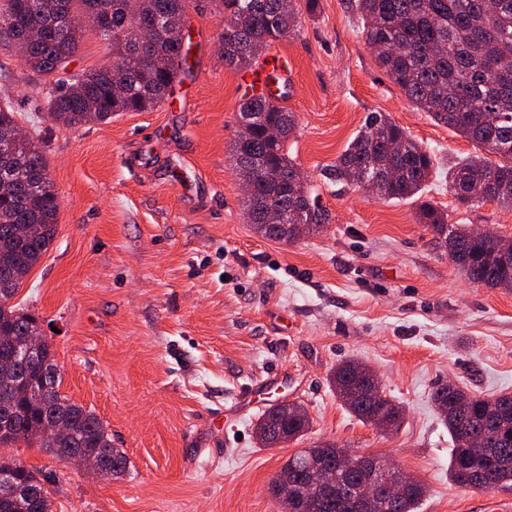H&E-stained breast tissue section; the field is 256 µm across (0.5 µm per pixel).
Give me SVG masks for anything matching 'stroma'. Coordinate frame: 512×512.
<instances>
[{"instance_id": "stroma-1", "label": "stroma", "mask_w": 512, "mask_h": 512, "mask_svg": "<svg viewBox=\"0 0 512 512\" xmlns=\"http://www.w3.org/2000/svg\"><path fill=\"white\" fill-rule=\"evenodd\" d=\"M186 10L197 52L170 97L81 127L48 119L44 77L0 49V99L39 139L59 200L56 236L15 300L49 337L62 393L95 412L130 465L109 480L22 442L10 455L50 475L54 512H282L274 476L320 441L392 459L426 487L418 512L512 502V486L449 481L453 442L432 399L448 382L512 394V288L472 284L419 221L426 201L448 223L512 239V209L463 205L448 188L449 167L478 147L392 83L349 0H318L269 50L288 61V152L330 219L294 243L265 238L230 161L243 73L224 65L214 0ZM371 112L433 152L418 199L328 178ZM349 358L402 407L398 429L360 422L337 398L330 373ZM283 399L310 427L261 447L253 425Z\"/></svg>"}]
</instances>
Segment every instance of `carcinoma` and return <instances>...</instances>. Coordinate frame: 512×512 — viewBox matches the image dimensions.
Instances as JSON below:
<instances>
[{
    "mask_svg": "<svg viewBox=\"0 0 512 512\" xmlns=\"http://www.w3.org/2000/svg\"><path fill=\"white\" fill-rule=\"evenodd\" d=\"M187 0H0V46L32 32L44 37L29 43L23 64L55 84L48 99L49 114L70 127L112 118L117 112H146L164 103L185 54L165 37L167 26L185 15ZM224 17V66L247 69L256 59V48L294 33L299 27L296 0H216ZM353 0L363 22V32L376 58L416 108L500 158L491 162L474 155L448 169V185L456 199L493 201L512 209V0ZM106 13L112 36L111 63L79 75L78 93L65 89L55 77L57 66L78 51L83 33L70 25L76 17ZM14 108L0 105V138L19 128ZM272 122L283 130V139L271 144L261 132L242 143L234 140L232 165L244 181L252 182L244 196L248 223L264 233L265 212L270 209L299 212L301 228L290 229L284 242L296 241L317 231L327 215L312 201L309 185L295 180L296 165L286 143L294 132V113L261 95L244 98L239 119ZM10 154L0 157V261L15 277L0 281V357L13 359L0 369V399L11 403L25 419L9 434L11 444L38 443L60 461L93 452L107 462L111 478H122L128 469L126 453L113 445L103 421L94 411L60 391L49 392L39 402L28 399V387L44 374L57 372L55 353L47 339L28 354L26 341L42 335L38 318L11 303L23 280L52 243L57 230L58 194L47 170L43 150L34 139H13ZM435 169L434 156L380 112L369 113L360 130L336 158L331 175L336 183L360 185L366 179L384 200H406L419 194ZM419 220L442 236L450 259L467 279L489 288L512 287V264L502 263L472 229L449 225L444 214L424 202ZM355 359L339 363L331 382L336 396L352 415L370 423L375 412L402 410L388 396L372 400L356 397L360 386ZM58 416L71 427L68 436L45 447L35 425ZM454 448L448 460V478L458 487L484 491L512 484V394L477 396L465 414L444 415ZM281 423L297 436L309 419L294 420L284 405H269L255 424L260 433ZM0 470L12 483L25 485L34 494L11 495L0 489V512H53L47 475L11 457L0 456ZM358 476L336 482V491L319 497L312 512H358ZM425 487L417 481L388 512H417Z\"/></svg>",
    "mask_w": 512,
    "mask_h": 512,
    "instance_id": "obj_1",
    "label": "carcinoma"
}]
</instances>
